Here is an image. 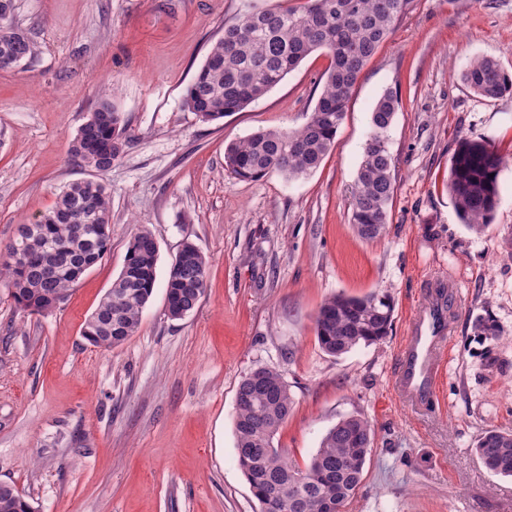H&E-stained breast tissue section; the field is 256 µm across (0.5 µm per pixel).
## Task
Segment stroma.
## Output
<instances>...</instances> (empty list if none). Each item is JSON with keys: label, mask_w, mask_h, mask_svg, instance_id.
<instances>
[{"label": "stroma", "mask_w": 512, "mask_h": 512, "mask_svg": "<svg viewBox=\"0 0 512 512\" xmlns=\"http://www.w3.org/2000/svg\"><path fill=\"white\" fill-rule=\"evenodd\" d=\"M288 0H15L34 56L0 69V253L67 184L109 188L112 247L47 314L0 285V483L39 512H261L236 459V390L280 370L294 404L275 444L306 466L342 418L374 427L362 484L345 512H512V477L475 455L486 430H512V96L460 78L479 56L512 74V0H414L361 71L332 151L307 176L234 177L226 146L302 126L330 59L308 56L246 109L207 123L185 90L225 21ZM401 104L388 131L395 192L384 238L350 222L351 187L381 95ZM129 142L99 173L69 143L102 98ZM491 140L505 163L493 218L476 233L448 194L462 139ZM158 243L157 281L137 333L101 348L85 323L138 230ZM209 262L198 306L166 313L169 266L184 243ZM458 294L438 397L419 409L393 390L396 352L428 284ZM391 295L380 343L333 357L315 317L334 295ZM493 320L494 336L477 329Z\"/></svg>", "instance_id": "stroma-1"}]
</instances>
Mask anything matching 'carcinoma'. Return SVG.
Wrapping results in <instances>:
<instances>
[{
  "instance_id": "carcinoma-1",
  "label": "carcinoma",
  "mask_w": 512,
  "mask_h": 512,
  "mask_svg": "<svg viewBox=\"0 0 512 512\" xmlns=\"http://www.w3.org/2000/svg\"><path fill=\"white\" fill-rule=\"evenodd\" d=\"M414 0H305L299 7H275L246 12L224 23V34L210 49L188 86L184 106L206 122L240 112L276 87L310 54L331 57L321 92L304 125L292 130H259L227 145L226 168L237 178L255 180L271 172L289 179L306 176L330 153L347 110L352 88L366 64L409 11ZM14 0H0V57L22 62L35 47L12 24ZM475 94L498 99L512 94V75L491 57L476 58L461 72ZM400 108L398 94L388 90L371 112V133L352 188L351 223L366 240L383 237L395 189L394 161L387 132ZM101 122L88 134H75L69 154L98 172L112 169L124 154L125 142L112 152L92 153L88 145H103L111 132L126 135L122 112L108 100L99 103ZM504 158L494 144L462 140L452 157L448 193L459 218L476 231L490 224L498 204V176ZM77 209L89 229L88 237L101 261L111 248V195L100 181L64 187L49 213L35 224H23L6 254L0 255V282L19 309L29 312L28 300L38 293L64 298L82 276L86 259L82 244L71 238L70 225L58 214ZM153 235L140 231L130 240L111 291L88 318L82 336L96 347H113L134 335L157 281L159 252L151 250ZM50 260L54 274L44 278L40 261ZM208 262L187 243L172 261L165 299L171 319L193 311L204 294ZM120 314V328L108 336L99 317L108 309ZM393 301L386 293L364 297L336 295L326 300L315 318L320 348L331 356L382 341L389 332ZM242 400L236 406L235 437L238 465L261 512H341L363 481L373 429L361 416L340 420L323 436L305 469L288 461L274 440L293 410L288 383L275 367H258L239 383ZM475 454L490 472L512 477V432L489 430ZM32 503L9 483H0V512H26Z\"/></svg>"
}]
</instances>
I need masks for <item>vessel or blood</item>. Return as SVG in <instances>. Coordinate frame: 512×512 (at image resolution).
I'll use <instances>...</instances> for the list:
<instances>
[{
	"mask_svg": "<svg viewBox=\"0 0 512 512\" xmlns=\"http://www.w3.org/2000/svg\"><path fill=\"white\" fill-rule=\"evenodd\" d=\"M453 303L452 293L444 285H436L410 320L398 351L395 387L412 405H426L436 392L447 356Z\"/></svg>",
	"mask_w": 512,
	"mask_h": 512,
	"instance_id": "vessel-or-blood-1",
	"label": "vessel or blood"
}]
</instances>
